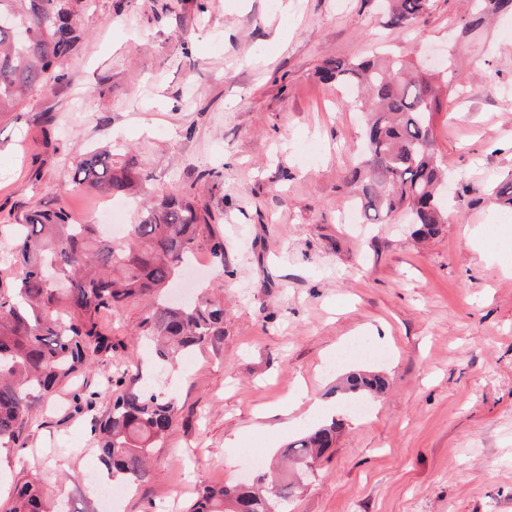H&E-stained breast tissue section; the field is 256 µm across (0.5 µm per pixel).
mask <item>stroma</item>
Segmentation results:
<instances>
[{
    "label": "stroma",
    "mask_w": 512,
    "mask_h": 512,
    "mask_svg": "<svg viewBox=\"0 0 512 512\" xmlns=\"http://www.w3.org/2000/svg\"><path fill=\"white\" fill-rule=\"evenodd\" d=\"M469 9L432 0L390 28L379 0H85L66 81L0 114V225L53 207L80 151L137 156L154 193L220 218L224 269L202 249L195 275L224 304V340L162 365L140 334L149 299L113 312L112 358L81 382L125 368L175 397L148 476L115 505L94 495L104 408L71 411L65 388L24 447L0 448V512L34 473L61 512H187L331 418L336 446L291 512H512V208L488 194L512 177V15L465 37ZM380 53L451 71L435 147L462 203L431 237L364 223L345 181L363 120L318 71ZM358 368L389 382L365 416L336 391Z\"/></svg>",
    "instance_id": "stroma-1"
}]
</instances>
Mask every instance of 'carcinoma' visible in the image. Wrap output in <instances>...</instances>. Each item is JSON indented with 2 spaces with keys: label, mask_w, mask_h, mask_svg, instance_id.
<instances>
[{
  "label": "carcinoma",
  "mask_w": 512,
  "mask_h": 512,
  "mask_svg": "<svg viewBox=\"0 0 512 512\" xmlns=\"http://www.w3.org/2000/svg\"><path fill=\"white\" fill-rule=\"evenodd\" d=\"M381 2L386 25L404 28L431 0ZM81 7L82 0H0V112H12L34 92H51L66 79L64 64L82 40ZM509 12L512 0H475L461 19V32L475 34ZM320 77L353 88L349 104L367 117L361 159L347 178L366 220L382 224L406 210L420 234L438 232L448 223V205L433 114L441 111L439 82H448V76L391 55L331 59ZM74 188L106 198L136 188L150 194L134 159L118 163L110 147L80 154L72 181L55 194ZM214 221L211 212L174 190L153 199L118 243L105 239L97 224L71 223L62 205L32 208L7 225L17 245L10 284L0 280V448L23 447L41 398L112 356L105 315L170 287L177 271L202 248L217 269H224V238L214 233ZM141 328L157 358L174 363L195 346L224 340V304L205 295L188 304L156 302ZM387 388L381 374L354 370L346 375L342 394L374 396ZM98 396L74 392L73 411L82 412ZM178 417L176 401L161 391L135 381L112 389L95 423L99 457L112 478L121 485L144 480L153 449ZM341 426L334 420L288 443L286 456L298 464L295 479L284 474L268 482L263 474L256 488L241 483L207 487L189 512H286L295 485L333 448ZM9 512L54 510L31 478L15 488Z\"/></svg>",
  "instance_id": "1"
}]
</instances>
